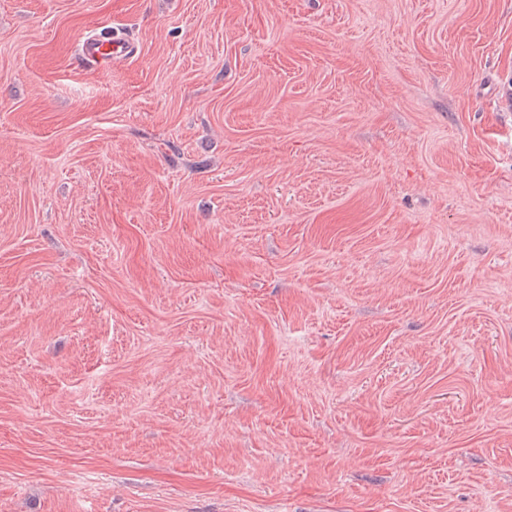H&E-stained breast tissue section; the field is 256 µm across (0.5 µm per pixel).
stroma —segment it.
<instances>
[{
    "label": "stroma",
    "mask_w": 512,
    "mask_h": 512,
    "mask_svg": "<svg viewBox=\"0 0 512 512\" xmlns=\"http://www.w3.org/2000/svg\"><path fill=\"white\" fill-rule=\"evenodd\" d=\"M510 80L512 0H0V512H512ZM138 53L133 38L122 28L112 27L105 32H90L79 42L77 54L89 69L119 66Z\"/></svg>",
    "instance_id": "35a3bbf8"
}]
</instances>
